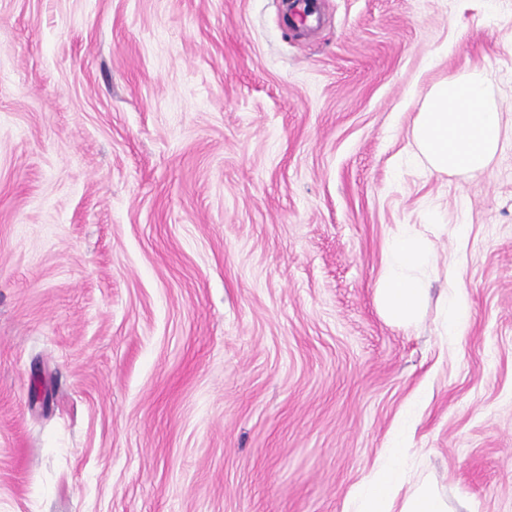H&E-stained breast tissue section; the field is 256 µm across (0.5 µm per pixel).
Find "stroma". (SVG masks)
Wrapping results in <instances>:
<instances>
[{"instance_id": "stroma-1", "label": "stroma", "mask_w": 512, "mask_h": 512, "mask_svg": "<svg viewBox=\"0 0 512 512\" xmlns=\"http://www.w3.org/2000/svg\"><path fill=\"white\" fill-rule=\"evenodd\" d=\"M286 12L0 0V512H343L398 439L452 512H512V139L408 159L440 80L512 117V0ZM402 224L411 326L376 302ZM432 256L422 236L402 231L386 244L377 303L383 315L397 325L419 320L429 296L427 270ZM443 330L448 336L461 335L468 326L472 304L464 288L450 285L443 297Z\"/></svg>"}]
</instances>
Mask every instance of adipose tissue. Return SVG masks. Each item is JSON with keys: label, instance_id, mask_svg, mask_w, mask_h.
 Segmentation results:
<instances>
[{"label": "adipose tissue", "instance_id": "1", "mask_svg": "<svg viewBox=\"0 0 512 512\" xmlns=\"http://www.w3.org/2000/svg\"><path fill=\"white\" fill-rule=\"evenodd\" d=\"M499 88L483 71H470L433 85L411 130L416 156L432 174L484 175L508 133L498 106ZM432 256L422 236L403 231L386 244L377 303L397 325L419 320L429 296ZM403 450L391 448L379 466L347 500L344 512H449L448 499L425 478L402 480Z\"/></svg>", "mask_w": 512, "mask_h": 512}]
</instances>
